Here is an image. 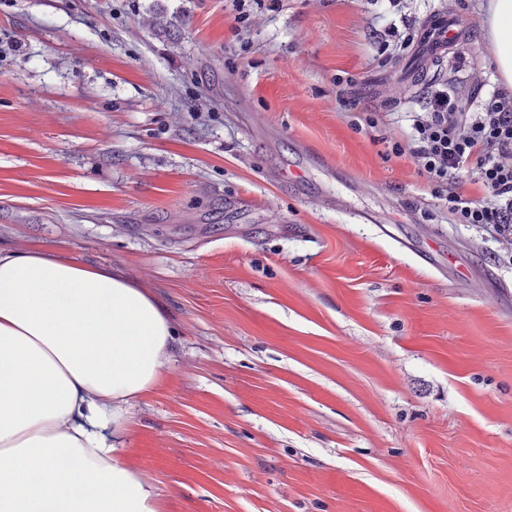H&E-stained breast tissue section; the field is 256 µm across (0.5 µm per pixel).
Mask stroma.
Returning a JSON list of instances; mask_svg holds the SVG:
<instances>
[{
  "mask_svg": "<svg viewBox=\"0 0 512 512\" xmlns=\"http://www.w3.org/2000/svg\"><path fill=\"white\" fill-rule=\"evenodd\" d=\"M485 0H0V247L176 328L123 458L164 512H512V239L412 155L500 86ZM445 11L444 62L376 32Z\"/></svg>",
  "mask_w": 512,
  "mask_h": 512,
  "instance_id": "obj_1",
  "label": "stroma"
}]
</instances>
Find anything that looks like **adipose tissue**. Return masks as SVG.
<instances>
[{
    "label": "adipose tissue",
    "instance_id": "obj_1",
    "mask_svg": "<svg viewBox=\"0 0 512 512\" xmlns=\"http://www.w3.org/2000/svg\"><path fill=\"white\" fill-rule=\"evenodd\" d=\"M482 29L511 88L512 0H487ZM175 334L120 271L0 248V512H162L121 451Z\"/></svg>",
    "mask_w": 512,
    "mask_h": 512
}]
</instances>
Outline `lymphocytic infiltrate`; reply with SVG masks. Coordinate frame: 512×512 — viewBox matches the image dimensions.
<instances>
[{
  "label": "lymphocytic infiltrate",
  "mask_w": 512,
  "mask_h": 512,
  "mask_svg": "<svg viewBox=\"0 0 512 512\" xmlns=\"http://www.w3.org/2000/svg\"><path fill=\"white\" fill-rule=\"evenodd\" d=\"M425 107L411 117L412 151L437 184H449L448 211L461 224L512 232V97L497 92L481 112L463 117L454 91L429 85ZM471 170L483 193L476 200L455 186V175Z\"/></svg>",
  "instance_id": "lymphocytic-infiltrate-1"
}]
</instances>
